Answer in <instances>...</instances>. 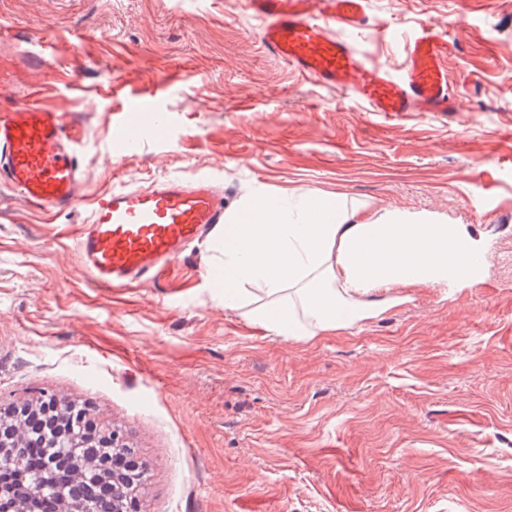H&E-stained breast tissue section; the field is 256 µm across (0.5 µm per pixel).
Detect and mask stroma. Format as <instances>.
I'll return each mask as SVG.
<instances>
[{
	"label": "stroma",
	"instance_id": "1",
	"mask_svg": "<svg viewBox=\"0 0 512 512\" xmlns=\"http://www.w3.org/2000/svg\"><path fill=\"white\" fill-rule=\"evenodd\" d=\"M347 39L402 68L415 26L448 28V117L367 112L273 62L241 0H0V52L81 117L78 207L0 184V404H89L148 465L139 512H512V0H371ZM182 78L157 86L169 68ZM160 95L168 131L113 150L112 79ZM211 178L226 208L319 189L447 216L487 250L469 286L411 288L361 325L296 341L225 309L207 238L154 278L96 286L76 240L92 202Z\"/></svg>",
	"mask_w": 512,
	"mask_h": 512
}]
</instances>
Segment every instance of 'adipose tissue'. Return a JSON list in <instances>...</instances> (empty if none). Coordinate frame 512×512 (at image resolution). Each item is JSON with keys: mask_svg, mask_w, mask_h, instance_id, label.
<instances>
[{"mask_svg": "<svg viewBox=\"0 0 512 512\" xmlns=\"http://www.w3.org/2000/svg\"><path fill=\"white\" fill-rule=\"evenodd\" d=\"M211 248L207 279L225 308L307 340L379 317L402 290L469 283L486 263L466 225L317 189L252 195L225 212Z\"/></svg>", "mask_w": 512, "mask_h": 512, "instance_id": "ef3b65f1", "label": "adipose tissue"}]
</instances>
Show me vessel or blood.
Returning a JSON list of instances; mask_svg holds the SVG:
<instances>
[{
  "label": "vessel or blood",
  "instance_id": "b4317fda",
  "mask_svg": "<svg viewBox=\"0 0 512 512\" xmlns=\"http://www.w3.org/2000/svg\"><path fill=\"white\" fill-rule=\"evenodd\" d=\"M262 20L265 53L310 81L340 89L370 112L400 116L459 111L462 93L448 83L443 26L421 24L406 45L400 73L366 61L346 39L370 25V0H244ZM0 86L25 87L24 99L0 104V182L29 206L62 211L80 201L84 171L69 136L79 123L73 112L44 106L40 85L29 82L14 58L0 53ZM120 150L138 146L129 118L115 125ZM224 221L223 198L210 179L162 180L124 188L94 203L78 239L91 280L103 288L144 282L161 264L176 259L206 228Z\"/></svg>",
  "mask_w": 512,
  "mask_h": 512
}]
</instances>
